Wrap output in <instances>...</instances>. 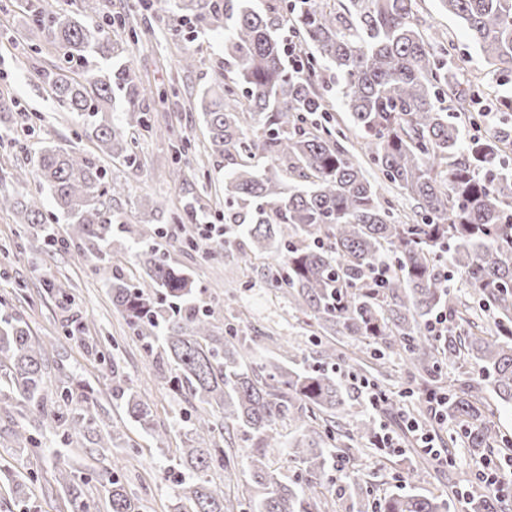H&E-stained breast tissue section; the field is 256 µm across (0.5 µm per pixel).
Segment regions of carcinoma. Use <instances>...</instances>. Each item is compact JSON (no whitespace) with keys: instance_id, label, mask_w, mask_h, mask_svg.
Instances as JSON below:
<instances>
[{"instance_id":"obj_1","label":"carcinoma","mask_w":512,"mask_h":512,"mask_svg":"<svg viewBox=\"0 0 512 512\" xmlns=\"http://www.w3.org/2000/svg\"><path fill=\"white\" fill-rule=\"evenodd\" d=\"M465 26L470 42L495 73H512V0H440ZM159 18L176 16L204 27L224 28V56L239 80L223 82L197 99L208 129L211 155L224 164V223L247 240L245 262L274 253L270 286L288 294L294 309L324 335L348 336L375 346L378 358L391 351L432 393L448 365L474 364L478 376L448 393V422L470 453L485 460L493 448H512L483 402L484 383L512 407V168L502 161L512 147V127L502 122L484 137L465 140L456 114H470L472 85L448 65L450 43L419 30L418 0H140ZM34 25L47 30L51 49L78 66L70 76L35 71L62 112L87 125L108 157L135 162L132 132L147 127L141 90L131 61L121 56L109 28L138 37L132 18L107 25L83 18L32 11ZM292 23L298 38L313 47L304 72L288 68L278 31ZM98 54L112 67L88 65ZM339 74L340 95L361 151L347 148L344 129L332 123L322 90ZM124 118L114 122L116 97ZM316 112L321 124H310ZM171 180L183 176L188 146L171 145ZM36 176L49 188L69 220V238L44 232L46 245H78L107 277L112 306L133 337L171 373L184 406L182 446L165 458L177 476L173 512H233L231 490L238 457L224 447V433L240 429L254 441L245 467L256 490L254 512H323L321 477L338 456L340 439L330 429L347 404L336 376L325 368L289 369L280 362H251L238 330L215 323L214 310L199 304L188 271L158 252L162 227L120 232L134 248L139 275L126 273L114 258L116 215L103 198L124 186L109 182L106 169L76 149H45ZM411 201L399 210L396 199ZM0 207L23 214L26 224H45L38 200L0 198ZM447 315L448 332L430 325ZM54 345L31 335L19 317L0 323V410L22 409L50 421L67 440L82 437L101 455L114 448L135 451L128 435L107 422L92 397L53 386L48 373ZM109 395L126 419L163 444L153 406L131 381L112 372ZM293 429L289 438L279 430ZM374 441L376 421H361L344 434ZM14 455L20 459L36 439L21 426ZM283 450L304 475L285 481L269 452ZM18 494L37 480L34 472L0 468ZM224 476V487L213 475ZM109 512H139L123 480L106 478ZM55 484L70 512H93L87 484L66 461ZM505 497L489 493L470 501V512H498ZM433 495L390 493L375 512H444Z\"/></svg>"}]
</instances>
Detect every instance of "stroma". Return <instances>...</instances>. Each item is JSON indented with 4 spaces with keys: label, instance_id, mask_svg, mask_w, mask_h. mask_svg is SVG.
<instances>
[{
    "label": "stroma",
    "instance_id": "stroma-1",
    "mask_svg": "<svg viewBox=\"0 0 512 512\" xmlns=\"http://www.w3.org/2000/svg\"><path fill=\"white\" fill-rule=\"evenodd\" d=\"M54 10L83 13L94 3L102 14H134L139 39L129 42L126 33L116 30L112 38L125 48L135 65L136 74L147 90L140 106L150 120L149 130L137 131L136 166L107 162L108 178L125 186L123 195L110 205L122 221L146 224L155 209L174 214L194 209L206 222L218 224L224 209V174L209 158L208 135L200 113L190 103L215 81L231 82L235 68L224 61L223 29H199L172 39L169 19H158L139 12V0H43ZM418 18L421 31L447 34L454 45L448 59L460 80L478 86L485 105L496 97L512 94V74H490L483 55L470 43L460 20L445 11L438 0H422ZM45 31L29 18L26 0H0V91H9L16 102L15 111L0 115V194L36 195L49 224L59 236L69 226L60 215L49 192H37L32 175L38 153L50 145H70L88 155H98L96 143L86 136L81 124L57 111L44 83L34 78V70L54 71L58 57L47 49ZM187 54L194 55L196 66L180 72L178 63ZM189 141L191 149L184 167V180L172 183L169 177L171 145ZM23 218L17 211L0 210V317L18 316L28 325L32 336L54 343L50 357L51 380L56 385H79L96 390L97 408L113 421L120 412L104 396V382L113 370L133 379L138 392L154 408L158 429L167 431L169 449L179 448L183 423L179 417L180 399L171 393L162 378L159 364L140 343L132 338L125 318L112 307L101 275L91 263L78 260L71 252L47 247L41 236L24 234ZM187 230L179 224L167 227L161 245L173 264L188 269L202 304L213 307L219 321L232 323L245 336L256 360H292L309 368L322 366L324 346L308 325L304 315L295 312L287 297L271 290L262 272L270 265L268 257L254 258L243 266L240 253L246 247L243 238L225 235L222 253L207 255L202 250L184 247ZM66 279L75 296L71 311H64L58 299L48 293L47 282ZM341 360L336 377L350 398L343 415L345 426L374 418L381 432L393 441L389 448H370L363 442L351 445L354 464L333 459L322 477L333 498L328 512H371L366 502L350 498L348 481L360 477L372 498L390 493L419 491L442 496L446 512H468L469 497L485 494L474 478L479 458L470 456L455 439L453 428L437 426L436 442L448 450V464L432 461L420 449L411 447L399 409L373 408L359 390L368 382L377 390L396 397L416 386L399 357L387 359L385 376H378L379 365L370 349L345 336L334 340ZM40 443L39 452L29 455L26 464L38 477L36 491L29 500H21L11 484L0 482V512H59L61 496L52 491L53 472L58 461L69 460L88 477L86 496L98 508H105L107 494L100 482L106 472H117L128 490L137 497L142 512H169L174 478L165 476L155 441L141 434L133 424L124 430L140 451L132 456H91L89 443H70L42 419L19 418L0 412V462L12 459L13 430L16 422ZM468 488V497H460L459 488Z\"/></svg>",
    "mask_w": 512,
    "mask_h": 512
}]
</instances>
